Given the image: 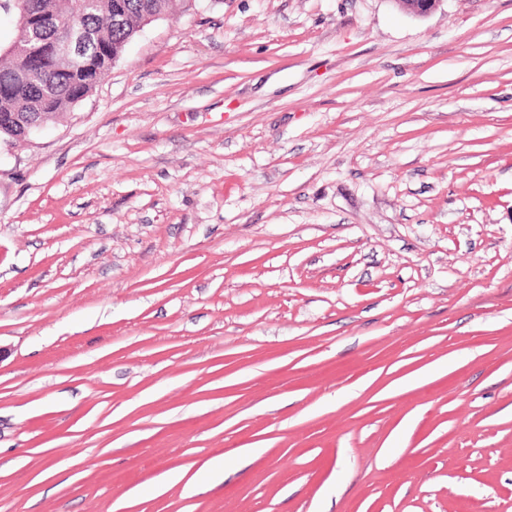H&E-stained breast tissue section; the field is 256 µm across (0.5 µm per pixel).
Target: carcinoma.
<instances>
[{
	"instance_id": "cac0c4a2",
	"label": "carcinoma",
	"mask_w": 512,
	"mask_h": 512,
	"mask_svg": "<svg viewBox=\"0 0 512 512\" xmlns=\"http://www.w3.org/2000/svg\"><path fill=\"white\" fill-rule=\"evenodd\" d=\"M96 6L74 14L75 0H30L42 20L43 39L52 40L70 25L94 30L100 41L99 59L85 69L37 52L15 57L0 46V139L13 142L26 132L54 120L86 98L138 33L137 20L161 15L173 0H95Z\"/></svg>"
}]
</instances>
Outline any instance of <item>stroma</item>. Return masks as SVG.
Wrapping results in <instances>:
<instances>
[{
    "mask_svg": "<svg viewBox=\"0 0 512 512\" xmlns=\"http://www.w3.org/2000/svg\"><path fill=\"white\" fill-rule=\"evenodd\" d=\"M0 512H512V0H183L0 143ZM439 2L440 0H393L400 12L417 18L431 14Z\"/></svg>",
    "mask_w": 512,
    "mask_h": 512,
    "instance_id": "35a3bbf8",
    "label": "stroma"
}]
</instances>
